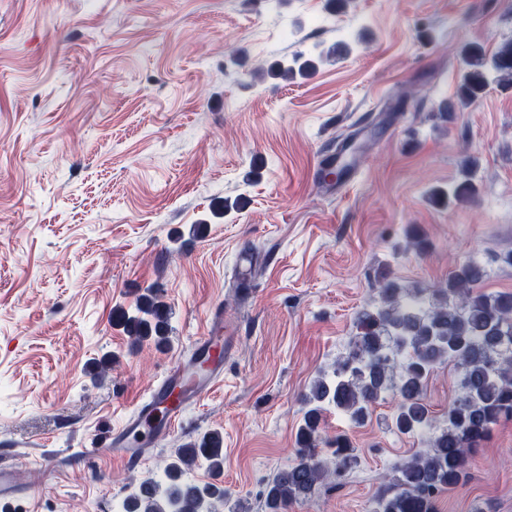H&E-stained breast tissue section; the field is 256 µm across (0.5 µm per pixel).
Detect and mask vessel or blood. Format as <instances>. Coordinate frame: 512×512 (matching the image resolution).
<instances>
[{"instance_id": "obj_1", "label": "vessel or blood", "mask_w": 512, "mask_h": 512, "mask_svg": "<svg viewBox=\"0 0 512 512\" xmlns=\"http://www.w3.org/2000/svg\"><path fill=\"white\" fill-rule=\"evenodd\" d=\"M228 344L224 315L214 311L206 333L197 341L192 359L173 362L150 399L130 415L106 442L113 457L128 463L142 460L145 451L183 420L186 408L198 403L224 377ZM18 493V471L13 463L0 462V502L11 503Z\"/></svg>"}]
</instances>
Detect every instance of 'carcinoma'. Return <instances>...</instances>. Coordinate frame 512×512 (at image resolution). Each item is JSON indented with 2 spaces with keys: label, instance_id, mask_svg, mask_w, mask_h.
Listing matches in <instances>:
<instances>
[{
  "label": "carcinoma",
  "instance_id": "carcinoma-1",
  "mask_svg": "<svg viewBox=\"0 0 512 512\" xmlns=\"http://www.w3.org/2000/svg\"><path fill=\"white\" fill-rule=\"evenodd\" d=\"M460 86V105L468 106L492 84H512V41L491 57L469 45ZM478 164L468 160L463 179L448 188V201L476 192ZM487 267L470 260L455 268L440 288H407L383 279L378 302L358 313L357 334L336 358L332 369L314 380L303 396L305 410L296 433L294 459L268 479L265 512H288L317 485L331 483L358 463V450L345 434L330 440V457L317 445L324 429L323 413L336 408L352 424L369 418L384 392L396 405L394 430L402 435L428 433L426 448L398 467L373 498L371 512H437V498L469 477V458L502 420L512 419V294L477 290ZM112 325L131 343H168V306L149 289L138 297L135 311L117 307ZM460 371L456 397L439 425L425 402L432 371L441 365ZM206 466L213 480L187 479ZM224 470L223 435L218 430L180 445L165 466V481H142L123 502L124 512H204L224 498L218 477Z\"/></svg>",
  "mask_w": 512,
  "mask_h": 512
}]
</instances>
